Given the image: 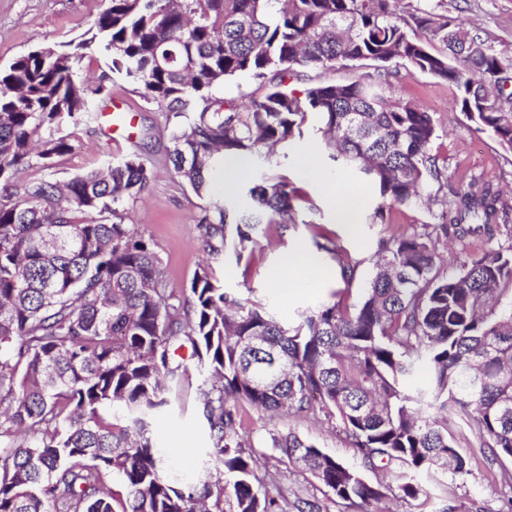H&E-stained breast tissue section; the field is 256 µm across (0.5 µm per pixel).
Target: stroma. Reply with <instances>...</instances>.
Masks as SVG:
<instances>
[{"instance_id": "obj_1", "label": "stroma", "mask_w": 512, "mask_h": 512, "mask_svg": "<svg viewBox=\"0 0 512 512\" xmlns=\"http://www.w3.org/2000/svg\"><path fill=\"white\" fill-rule=\"evenodd\" d=\"M445 4L450 16L487 40L504 58H512V0H445ZM107 5L108 0H0V67L36 45L79 40ZM392 90L397 97L430 112L436 129L431 152L444 166L449 187H460L474 177L483 178L498 183L512 200V150L502 147L490 135L473 130L456 103L454 85L420 73L403 72L394 80ZM94 104L127 113L129 124L113 132L102 118L75 128L74 151L47 160L45 167L28 170L22 174V182L43 176L65 182L99 168L105 161L142 151L151 168V183L144 196L124 204L126 221L138 225L157 243L169 287H188L199 264L207 260L199 248L195 219L208 200L198 196L173 171L168 160L171 143L166 110L149 102L136 86L119 80L108 82L104 95L95 97ZM322 125L318 114L307 113L302 137L286 147V156L279 161L281 169L301 190L296 223L285 229L262 227L257 245L243 258L228 253L211 262L226 291L265 304L290 322L298 312L331 300L337 291L343 292L348 301H358L375 273V255L382 241L440 221L439 206L420 204L393 209L386 223L373 222L378 202L376 187L353 172L340 170L323 154ZM309 156L326 176L338 178L358 193L361 208L356 228L337 223L323 183L302 179L301 163ZM319 225L332 231L337 245L357 261L353 280L344 282L333 256L323 252L319 258L328 269V276L311 287L282 295L270 281L271 272L288 251H314L313 235ZM238 410L243 417L238 434L255 451L260 472L268 473L266 489L270 495L315 496L323 499L326 512H344L343 507L326 499L325 489L315 477L291 466L282 452L269 443L272 433L291 429L344 465L362 469L360 459L335 422L319 412L272 417L245 402L239 404ZM448 420L460 451L471 459V473L464 477L445 474L426 482V495L416 499L392 492L389 500L381 504L383 512H442L446 505L465 508L474 501L483 504L487 512H497L502 492L498 466L486 462L468 414L452 409ZM153 428L164 451L179 460L188 473L206 467L204 423L193 408L159 414Z\"/></svg>"}]
</instances>
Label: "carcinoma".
Listing matches in <instances>:
<instances>
[{"label":"carcinoma","mask_w":512,"mask_h":512,"mask_svg":"<svg viewBox=\"0 0 512 512\" xmlns=\"http://www.w3.org/2000/svg\"><path fill=\"white\" fill-rule=\"evenodd\" d=\"M398 0H108L77 42L41 45L0 68V512H322L316 498L263 491L253 451L235 438L237 403L273 416L314 409L338 421L363 465L399 466L403 496L422 481L471 473L448 416L425 407L472 409L490 465L512 460V245L466 255L442 269L440 236L460 239L512 221L493 184L472 180L447 193L430 153L428 112L391 95L398 63L452 83L474 130L512 149V60L448 12ZM103 79L137 85L171 112L175 174L204 196L224 158L271 162L303 136L306 113L321 116L329 159L358 170L379 191L373 218L422 198L443 223L387 241L356 303L324 302L293 323L224 290L208 264L177 292L157 245L119 210L149 187L143 158L128 154L60 183L16 175L74 150L75 128L98 118L103 92L83 77L86 51ZM376 64V78L297 92L299 67ZM240 76L267 87L248 105L213 90ZM201 210V245L236 259L263 224L297 223L300 195L284 173L249 188V204ZM108 213L112 221L96 216ZM315 247L336 255L343 280L358 262L325 233ZM190 350L198 409L210 448L196 480L160 448L157 414L181 399ZM424 387L412 386L420 367ZM288 463L310 472L354 510L389 486L370 482L295 431L271 435ZM117 480L114 491L109 481Z\"/></svg>","instance_id":"cac0c4a2"}]
</instances>
